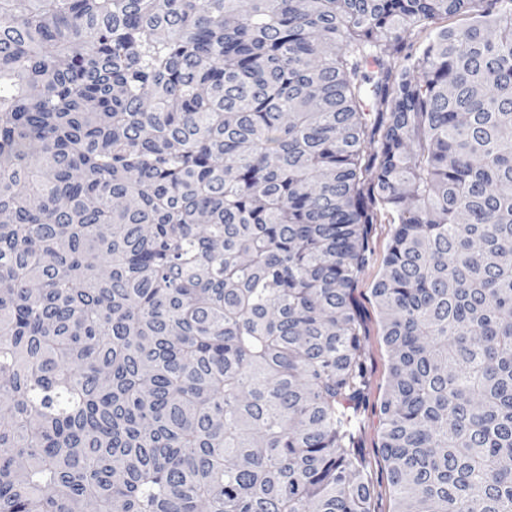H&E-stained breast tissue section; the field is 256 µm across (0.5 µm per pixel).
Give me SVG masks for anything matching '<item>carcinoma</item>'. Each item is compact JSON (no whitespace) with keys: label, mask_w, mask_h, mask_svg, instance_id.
Returning a JSON list of instances; mask_svg holds the SVG:
<instances>
[{"label":"carcinoma","mask_w":512,"mask_h":512,"mask_svg":"<svg viewBox=\"0 0 512 512\" xmlns=\"http://www.w3.org/2000/svg\"><path fill=\"white\" fill-rule=\"evenodd\" d=\"M382 209L395 512H512V0H0V512H371ZM396 224H373L371 229L372 258L356 282L355 296L362 320L367 384L366 405L357 426L358 448L367 462V470L375 487L371 512H393L394 497L386 480L387 462L381 450L379 407L389 381V354L372 288L378 281Z\"/></svg>","instance_id":"obj_1"}]
</instances>
